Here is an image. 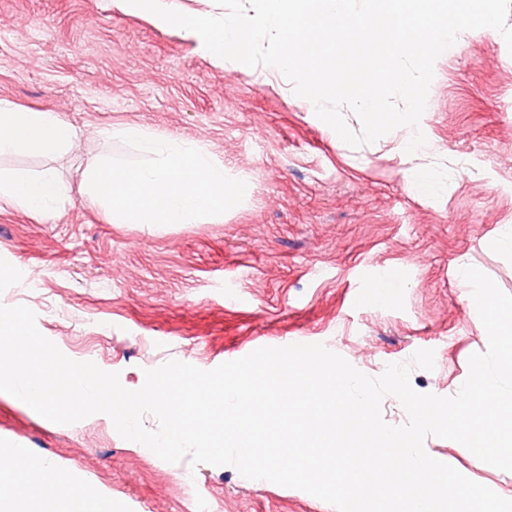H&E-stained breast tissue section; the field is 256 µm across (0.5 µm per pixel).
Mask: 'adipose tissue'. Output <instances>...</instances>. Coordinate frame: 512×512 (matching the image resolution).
Returning a JSON list of instances; mask_svg holds the SVG:
<instances>
[{
    "instance_id": "obj_1",
    "label": "adipose tissue",
    "mask_w": 512,
    "mask_h": 512,
    "mask_svg": "<svg viewBox=\"0 0 512 512\" xmlns=\"http://www.w3.org/2000/svg\"><path fill=\"white\" fill-rule=\"evenodd\" d=\"M76 142V133L55 113L25 109L0 100V156H51L72 149ZM0 199L48 220L60 213L66 202V190L53 171L35 175L14 172L0 176ZM6 457L13 462V475L24 477L23 490L27 496L36 497L39 489L51 488L55 501H71L73 512H86V496L73 494L60 485L52 466L33 463L24 451L16 448L8 451Z\"/></svg>"
}]
</instances>
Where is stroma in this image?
<instances>
[{"instance_id":"35a3bbf8","label":"stroma","mask_w":512,"mask_h":512,"mask_svg":"<svg viewBox=\"0 0 512 512\" xmlns=\"http://www.w3.org/2000/svg\"><path fill=\"white\" fill-rule=\"evenodd\" d=\"M0 99L55 112L80 141L53 157L0 156V173L54 171L68 201L42 220L0 202V304L26 305L70 359L143 386L179 360L209 370L300 337L370 377L410 362L422 393L452 396L488 335L462 268L512 295V53L491 28L462 32L435 62L419 126L423 158L392 131L353 148L266 67L216 66L184 30L113 0H0ZM203 145L243 201L194 224H113L81 189L94 156L137 157L108 127ZM434 189L418 194L412 168ZM385 301L361 298L372 280ZM107 330H99V323ZM22 447L110 512H335L231 466L144 456L98 413L53 423L0 392V448ZM427 453L512 499V472L438 437Z\"/></svg>"}]
</instances>
